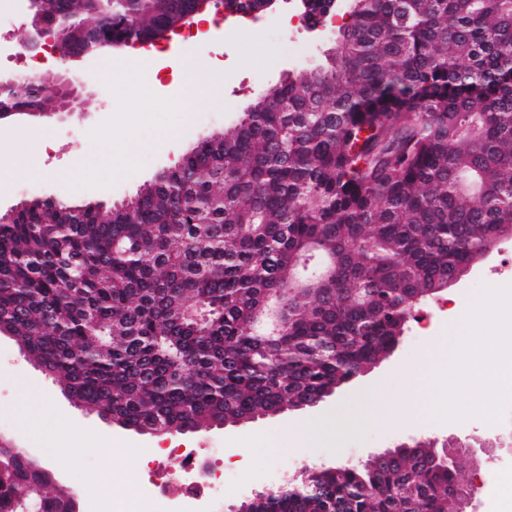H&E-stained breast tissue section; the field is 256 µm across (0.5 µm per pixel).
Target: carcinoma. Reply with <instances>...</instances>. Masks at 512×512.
<instances>
[{
    "label": "carcinoma",
    "instance_id": "1",
    "mask_svg": "<svg viewBox=\"0 0 512 512\" xmlns=\"http://www.w3.org/2000/svg\"><path fill=\"white\" fill-rule=\"evenodd\" d=\"M191 0L95 20L110 49ZM43 78L0 118L53 102ZM512 225V0H350L318 68L261 90L121 210L36 198L0 222V329L76 405L156 436L336 393ZM467 484L423 442L317 469L251 512H448ZM75 512L0 443V512Z\"/></svg>",
    "mask_w": 512,
    "mask_h": 512
}]
</instances>
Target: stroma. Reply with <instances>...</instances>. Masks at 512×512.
Here are the masks:
<instances>
[{
	"instance_id": "obj_1",
	"label": "stroma",
	"mask_w": 512,
	"mask_h": 512,
	"mask_svg": "<svg viewBox=\"0 0 512 512\" xmlns=\"http://www.w3.org/2000/svg\"><path fill=\"white\" fill-rule=\"evenodd\" d=\"M208 14L209 21L200 23L199 28L213 31L214 38L203 45L202 55L209 62L227 63L230 69L221 91L198 100L188 117L182 112L178 76L172 67L160 72L157 92L169 100L162 108H146L142 87L114 80L113 72L121 68L125 49L71 70L59 64L51 66L47 71L51 79L65 75L85 84L87 103L83 111L71 114L0 122V213L30 197L23 180L11 178L7 162L25 155L33 129L46 132V144L37 161L50 175L42 181L40 196L108 206L121 202L159 171L178 164L199 138L223 131L247 110L264 83L284 80L289 72L302 67L325 64L342 24L335 16L326 21L324 30H310L302 18L300 0H275L268 10L250 16L248 28L228 42L223 30L214 29L211 22L212 17L226 16V9L213 7ZM83 129L93 132L98 144L141 143L135 174L111 176L83 169L85 145L77 137ZM482 300L499 310L512 308V239L502 240L490 257L475 264L455 285L424 302L390 355L318 406L184 433V440L196 448L246 453V465L231 466L226 473L224 512H237L244 501L272 490L269 475L274 471L288 478L304 469L361 464L370 454L386 448L418 441L441 444L451 437H475L488 444L464 464L466 479L476 487L477 512H512L489 492L495 479V459L512 457V428L492 434L485 431V423L497 419L499 410L493 403L475 410V402L484 396L480 380H473L465 396L442 404L440 412L424 410L400 424L364 425L354 433L349 430L350 418L363 417V396L373 385H380L397 409H405L417 395L412 373L421 367L424 351L447 335L453 311L469 310ZM68 425L82 429L86 443L75 459L61 457L51 464L58 483L81 500L84 484L100 483L102 473L107 472L116 495L128 493V451L151 447L155 436L120 428L97 412L75 406L60 384L42 372L14 338L0 333V441L40 458L56 447Z\"/></svg>"
}]
</instances>
